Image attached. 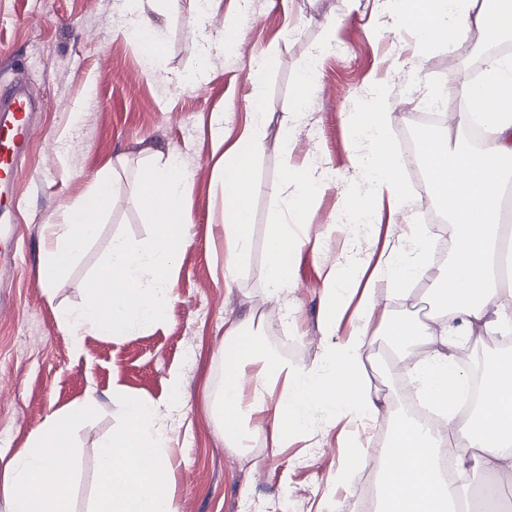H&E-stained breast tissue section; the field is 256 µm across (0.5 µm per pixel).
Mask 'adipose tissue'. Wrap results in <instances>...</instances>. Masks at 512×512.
Masks as SVG:
<instances>
[{"mask_svg": "<svg viewBox=\"0 0 512 512\" xmlns=\"http://www.w3.org/2000/svg\"><path fill=\"white\" fill-rule=\"evenodd\" d=\"M387 30L414 31L422 48L439 43L456 51L470 30L486 31L496 24L499 35H512V0H382ZM501 93L497 104L485 105V90ZM450 93L467 107L455 126L480 124L482 149L451 142V126L440 123L427 131L421 163L430 165L428 190L456 229L449 269L437 277L433 296L439 310L430 321L380 312L379 283L393 295H406L405 285L427 277L424 258L433 242L424 226L411 224L403 155L395 153L390 134L396 103L385 90L363 96L348 124L355 143L365 153L354 156L353 172L344 186L345 204L329 233L345 225L362 224L370 202L388 199L392 213L410 223L408 248L390 253L367 276L358 311L359 325L351 336L338 335L345 312L347 282L362 267V257L350 254L326 275L323 308L324 345L309 366L297 367L265 349L245 324L231 328L224 341V433L233 446H243L244 423L265 412L275 383L283 391L272 419L275 443L288 440L290 429L305 426L315 406L344 413L367 425L382 415L381 397L366 378L365 357L373 339L369 327L380 318L390 341L401 349L418 343L429 346L426 361L411 365L409 374L427 401L441 411L449 438L458 448L459 480L445 481L435 466L439 444L410 419L393 426L389 459L381 478L380 512H457L469 496L467 474L512 469V347L484 363L480 400L466 418H458L449 387H464L453 361L454 338L480 344L482 331L512 330V298L502 283L512 276V233L501 220L503 189L512 184V60L489 58L482 80L475 85H449ZM254 122L238 141L224 165V234L230 247L224 256V276L233 279L251 243V161L265 131L268 104L255 100ZM293 192L289 221L266 230L265 264L272 296L295 285L294 263L310 238L305 229L306 205L335 184V174L314 160L288 169ZM116 180L100 177L86 197L66 208L64 221L48 227L45 268L58 274L77 260L97 230L99 217L112 205ZM94 407L93 401L71 411L50 415L32 444L8 464L4 477L9 512H71L72 472L62 467L60 453L70 445L75 424ZM127 420L99 449L98 493L93 512H176L164 462L168 436L164 417L156 408L134 399L125 403Z\"/></svg>", "mask_w": 512, "mask_h": 512, "instance_id": "1", "label": "adipose tissue"}]
</instances>
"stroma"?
Returning a JSON list of instances; mask_svg holds the SVG:
<instances>
[{
  "label": "stroma",
  "instance_id": "1",
  "mask_svg": "<svg viewBox=\"0 0 512 512\" xmlns=\"http://www.w3.org/2000/svg\"><path fill=\"white\" fill-rule=\"evenodd\" d=\"M156 29L132 42L120 0H0V98L23 87L38 99L37 133L15 168L12 195L0 198V225L12 224L5 248L17 256L0 276V474L28 448L51 414L95 397V408L72 433L74 512H91L98 450L125 423L124 403L137 399L166 415L170 487L178 512H359L363 471L377 469L383 445L377 425L313 419L275 447L265 415H253L244 447H227L217 405L224 391V336L242 318L266 347L296 365L312 364L323 339L325 273L341 254L379 258L408 232L381 211L376 223L347 225L344 234L298 256L296 285L272 299L265 277L264 239L276 213L273 186L286 166L309 157L347 177L356 146L346 121L357 100L386 80L397 110L425 111L447 104L446 83L470 80L487 38L456 53L445 44L422 50L414 33L374 36L384 24L377 0H222L207 20L213 33L241 39L200 54L192 36L197 0H143ZM339 22L333 48L310 91L304 125L283 146L281 120L291 111L298 76L325 39L328 16ZM270 67L255 78L254 63ZM272 106L262 145L252 160L251 245L237 281L224 279V151L252 123L251 103ZM224 115L216 141L212 115ZM174 150L192 180L185 206L191 237L178 252L176 297L165 318L127 336L89 334L73 341L60 316L84 297V282L129 233L137 242L148 227L135 182L154 149ZM119 198L105 213L76 263L53 281L43 272L46 226L83 197L118 158ZM433 278L410 285L408 300L392 299L379 284L382 307L418 320L433 313ZM367 377L388 406L385 422L401 416L395 374L404 363L379 322ZM182 392L173 398L172 375Z\"/></svg>",
  "mask_w": 512,
  "mask_h": 512
}]
</instances>
